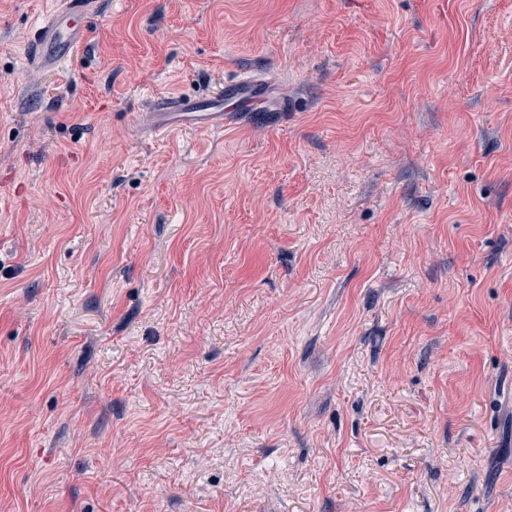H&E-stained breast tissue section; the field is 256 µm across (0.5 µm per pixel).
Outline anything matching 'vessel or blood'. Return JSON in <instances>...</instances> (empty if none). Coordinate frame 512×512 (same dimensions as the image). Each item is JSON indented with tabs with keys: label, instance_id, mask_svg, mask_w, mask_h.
Returning a JSON list of instances; mask_svg holds the SVG:
<instances>
[{
	"label": "vessel or blood",
	"instance_id": "obj_1",
	"mask_svg": "<svg viewBox=\"0 0 512 512\" xmlns=\"http://www.w3.org/2000/svg\"><path fill=\"white\" fill-rule=\"evenodd\" d=\"M94 0H58L52 14L39 23L29 47L35 66L61 65L71 61L86 38L82 19L94 9ZM267 99V83L256 76L225 82L214 95L191 99L180 94L156 96L149 105L156 131L190 127L201 131H220L227 113L239 111L242 102L261 105Z\"/></svg>",
	"mask_w": 512,
	"mask_h": 512
}]
</instances>
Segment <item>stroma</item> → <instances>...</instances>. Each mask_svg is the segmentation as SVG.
<instances>
[{
  "label": "stroma",
  "mask_w": 512,
  "mask_h": 512,
  "mask_svg": "<svg viewBox=\"0 0 512 512\" xmlns=\"http://www.w3.org/2000/svg\"><path fill=\"white\" fill-rule=\"evenodd\" d=\"M56 2L0 0V512H512V0H101L36 68ZM57 8L36 26L29 47L33 64L59 66L70 62L86 38V28L78 21L94 9L92 0H59ZM267 83L257 76L238 77L226 81L211 96L191 99L182 94L156 96L149 105L157 132L190 127L201 131H223L224 119L229 112H238L241 103L248 101L258 106L267 99Z\"/></svg>",
  "instance_id": "1"
}]
</instances>
